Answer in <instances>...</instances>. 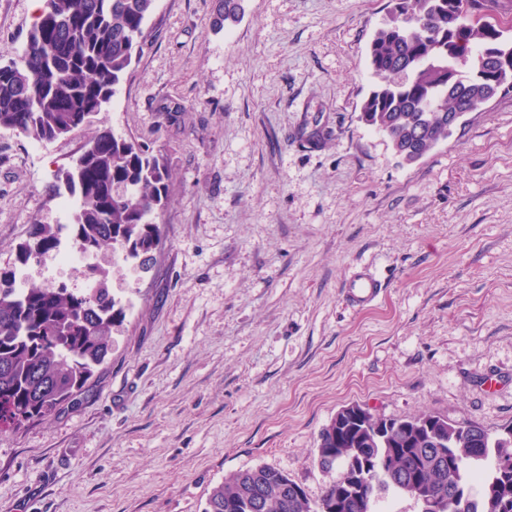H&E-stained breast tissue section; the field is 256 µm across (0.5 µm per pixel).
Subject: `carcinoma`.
I'll use <instances>...</instances> for the list:
<instances>
[{
	"instance_id": "obj_1",
	"label": "carcinoma",
	"mask_w": 512,
	"mask_h": 512,
	"mask_svg": "<svg viewBox=\"0 0 512 512\" xmlns=\"http://www.w3.org/2000/svg\"><path fill=\"white\" fill-rule=\"evenodd\" d=\"M156 0H45L22 53L0 63V128L50 141L79 132L113 98L143 50V26ZM245 0H217L213 31L240 22ZM506 0H389L386 19L367 49L369 69L385 82L361 104V119L383 133L406 163L419 160L448 137V113L475 110L502 91L512 92V42L497 23ZM168 167L162 156L106 127L80 155L57 169L46 187L50 200L74 202L69 230L85 252L121 249L150 268L162 243L156 214L168 200ZM63 227L35 221L18 247V268L60 247ZM17 268L0 270V431H13L53 413L82 390L112 347V328L125 308L97 280L94 291L65 286L15 288ZM420 416L389 418L385 440L358 441L376 421L355 425L336 444V421L319 433V466L339 475L310 510L299 484L258 466L213 488L203 512H376L391 493L406 494L411 479L447 501V512H512V471L497 467L512 456V433L491 434L457 422L437 448L403 428Z\"/></svg>"
}]
</instances>
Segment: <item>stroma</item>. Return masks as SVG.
I'll use <instances>...</instances> for the list:
<instances>
[{"instance_id": "stroma-1", "label": "stroma", "mask_w": 512, "mask_h": 512, "mask_svg": "<svg viewBox=\"0 0 512 512\" xmlns=\"http://www.w3.org/2000/svg\"><path fill=\"white\" fill-rule=\"evenodd\" d=\"M388 0H156L146 44L95 117L161 154L168 204L148 272L89 261L126 307L75 400L0 433V512H202L239 471L270 466L317 503L316 441L342 407L512 424V93L465 113L405 164L360 120ZM32 0H0L17 56ZM91 129L37 141L0 129V268ZM385 283L369 308L343 285ZM26 284L83 291L55 252ZM246 0H217L215 17L212 29L219 33L230 25L239 23L245 14L244 2ZM344 288L347 302L352 307H363L378 298L383 285L371 272L360 268L346 280Z\"/></svg>"}]
</instances>
